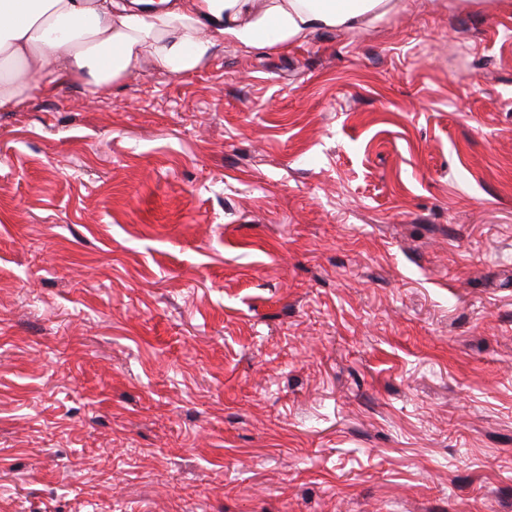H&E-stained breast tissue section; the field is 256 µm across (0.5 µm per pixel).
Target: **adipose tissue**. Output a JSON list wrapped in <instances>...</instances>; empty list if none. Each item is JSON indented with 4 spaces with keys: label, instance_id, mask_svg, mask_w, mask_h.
Returning <instances> with one entry per match:
<instances>
[{
    "label": "adipose tissue",
    "instance_id": "obj_1",
    "mask_svg": "<svg viewBox=\"0 0 512 512\" xmlns=\"http://www.w3.org/2000/svg\"><path fill=\"white\" fill-rule=\"evenodd\" d=\"M150 14L127 0H0V112L68 81L100 96L135 74L144 53L179 76L209 57L214 37L265 48L313 32L356 29L397 10L400 0H160ZM68 38L52 40L50 26Z\"/></svg>",
    "mask_w": 512,
    "mask_h": 512
}]
</instances>
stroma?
<instances>
[{
  "label": "stroma",
  "mask_w": 512,
  "mask_h": 512,
  "mask_svg": "<svg viewBox=\"0 0 512 512\" xmlns=\"http://www.w3.org/2000/svg\"><path fill=\"white\" fill-rule=\"evenodd\" d=\"M0 512H512V0L0 112Z\"/></svg>",
  "instance_id": "35a3bbf8"
}]
</instances>
